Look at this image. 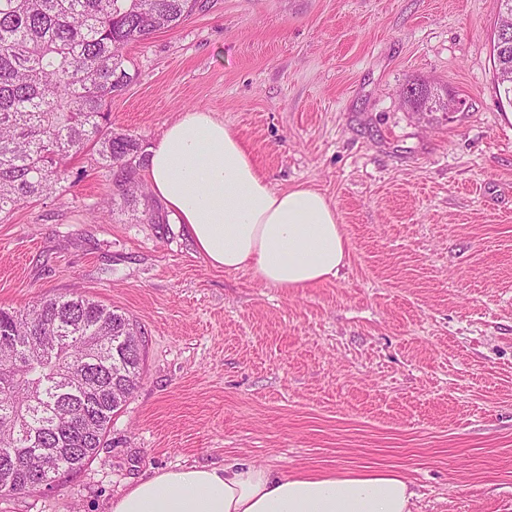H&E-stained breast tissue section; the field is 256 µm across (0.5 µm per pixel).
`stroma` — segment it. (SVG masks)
<instances>
[{
    "label": "stroma",
    "instance_id": "obj_1",
    "mask_svg": "<svg viewBox=\"0 0 512 512\" xmlns=\"http://www.w3.org/2000/svg\"><path fill=\"white\" fill-rule=\"evenodd\" d=\"M128 45L114 129L150 147L215 112L273 186L335 206L336 279L284 291L210 266L156 196L108 206L92 150L51 197L0 215V308L82 292L143 337L93 462L0 512H109L141 479L237 460L394 469L414 512H512V115L495 0H204ZM456 109L423 121L410 81ZM159 221L147 223L144 211ZM512 40V31H507L501 29L499 26L497 27L496 34L494 37V46L497 49L498 55L492 53L494 66H495V74L496 81L498 84L499 90V80H510L512 76V46L508 49H504L507 44L509 45ZM504 49V50H503ZM503 50V51H502ZM503 65H507L504 67Z\"/></svg>",
    "mask_w": 512,
    "mask_h": 512
}]
</instances>
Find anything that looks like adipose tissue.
<instances>
[{"label":"adipose tissue","instance_id":"1","mask_svg":"<svg viewBox=\"0 0 512 512\" xmlns=\"http://www.w3.org/2000/svg\"><path fill=\"white\" fill-rule=\"evenodd\" d=\"M152 193L214 268L252 269L271 288L337 276L347 259L335 207L319 191L279 189L222 119L189 110L150 147ZM415 491L390 469L285 473L238 462L191 465L140 480L110 512H412Z\"/></svg>","mask_w":512,"mask_h":512}]
</instances>
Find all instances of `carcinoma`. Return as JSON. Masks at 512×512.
<instances>
[{"label":"carcinoma","instance_id":"1","mask_svg":"<svg viewBox=\"0 0 512 512\" xmlns=\"http://www.w3.org/2000/svg\"><path fill=\"white\" fill-rule=\"evenodd\" d=\"M197 0H0V214L47 196L63 161L88 147L112 171V202L146 196L135 180L139 139L114 132L108 105L133 81L124 49L175 27ZM512 78V46L493 56ZM412 108L440 110L425 83ZM137 326L73 293L24 311L0 308V356L29 336L40 349L24 369L0 374V495L24 492L93 460L142 371Z\"/></svg>","mask_w":512,"mask_h":512}]
</instances>
